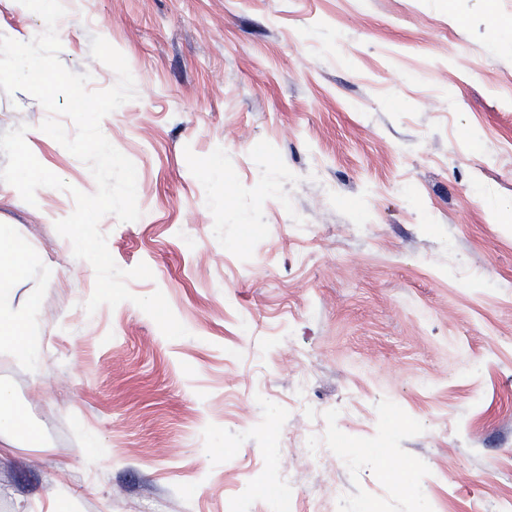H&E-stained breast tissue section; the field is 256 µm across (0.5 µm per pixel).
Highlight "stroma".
<instances>
[{
    "label": "stroma",
    "instance_id": "stroma-1",
    "mask_svg": "<svg viewBox=\"0 0 512 512\" xmlns=\"http://www.w3.org/2000/svg\"><path fill=\"white\" fill-rule=\"evenodd\" d=\"M59 59L137 99L101 121L137 170L115 263H146L186 337L134 303L87 313L95 272L55 230L96 182L0 90V134L69 191L17 230L39 357L0 387L46 445L0 454V512H498L512 500V0H66ZM43 20L0 0V34ZM220 161L224 180L204 169ZM308 380V402L289 393ZM319 426L320 452L309 456Z\"/></svg>",
    "mask_w": 512,
    "mask_h": 512
}]
</instances>
